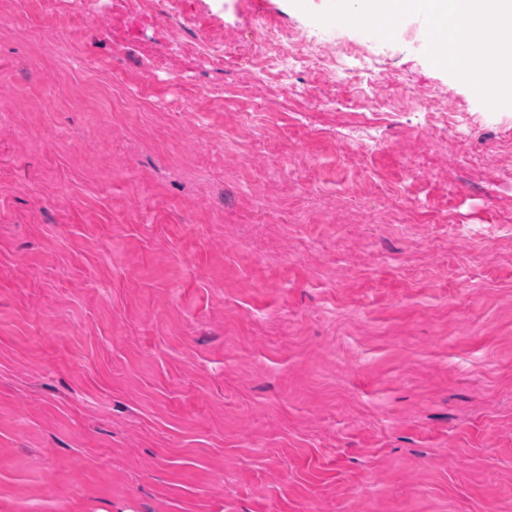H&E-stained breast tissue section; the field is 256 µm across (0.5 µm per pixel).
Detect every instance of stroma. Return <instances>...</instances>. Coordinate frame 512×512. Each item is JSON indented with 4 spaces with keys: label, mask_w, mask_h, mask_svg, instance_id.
<instances>
[{
    "label": "stroma",
    "mask_w": 512,
    "mask_h": 512,
    "mask_svg": "<svg viewBox=\"0 0 512 512\" xmlns=\"http://www.w3.org/2000/svg\"><path fill=\"white\" fill-rule=\"evenodd\" d=\"M177 5L0 0V512H512V110L411 14L349 82L248 62L321 0ZM430 115L429 122L439 131L436 143L443 147L448 140L455 142L465 141L471 133V129L465 126L462 121L452 120L443 112H427Z\"/></svg>",
    "instance_id": "35a3bbf8"
}]
</instances>
